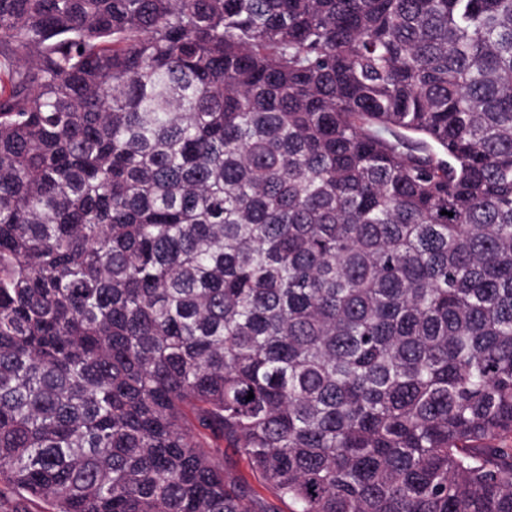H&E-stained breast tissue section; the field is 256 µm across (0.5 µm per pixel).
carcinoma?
Here are the masks:
<instances>
[{
    "mask_svg": "<svg viewBox=\"0 0 512 512\" xmlns=\"http://www.w3.org/2000/svg\"><path fill=\"white\" fill-rule=\"evenodd\" d=\"M0 485L512 512V0H0Z\"/></svg>",
    "mask_w": 512,
    "mask_h": 512,
    "instance_id": "cac0c4a2",
    "label": "carcinoma"
}]
</instances>
